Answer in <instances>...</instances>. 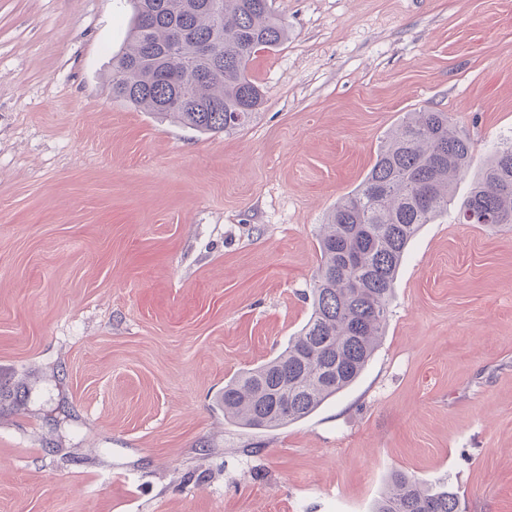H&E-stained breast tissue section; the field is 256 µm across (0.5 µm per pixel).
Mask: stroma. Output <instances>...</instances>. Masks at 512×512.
Listing matches in <instances>:
<instances>
[{"instance_id": "1", "label": "stroma", "mask_w": 512, "mask_h": 512, "mask_svg": "<svg viewBox=\"0 0 512 512\" xmlns=\"http://www.w3.org/2000/svg\"><path fill=\"white\" fill-rule=\"evenodd\" d=\"M264 103L204 134L113 99L128 0H0V512H373L393 473L512 512V224L456 219L512 133V0H272ZM473 163L361 376L277 429L232 377L308 321L317 234L405 113Z\"/></svg>"}]
</instances>
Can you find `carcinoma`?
<instances>
[{
    "label": "carcinoma",
    "instance_id": "carcinoma-1",
    "mask_svg": "<svg viewBox=\"0 0 512 512\" xmlns=\"http://www.w3.org/2000/svg\"><path fill=\"white\" fill-rule=\"evenodd\" d=\"M130 2V38L113 59V98L204 133L247 125L264 100L249 63L288 39L271 0H217L216 13L209 0ZM471 157L470 140L448 113H407L362 183L321 225L307 323L276 358L224 385V417L278 428L308 417L356 381L382 335L406 248L423 225L448 211L452 185ZM459 219L512 224V141L474 181ZM375 512H459V497L395 473Z\"/></svg>",
    "mask_w": 512,
    "mask_h": 512
}]
</instances>
